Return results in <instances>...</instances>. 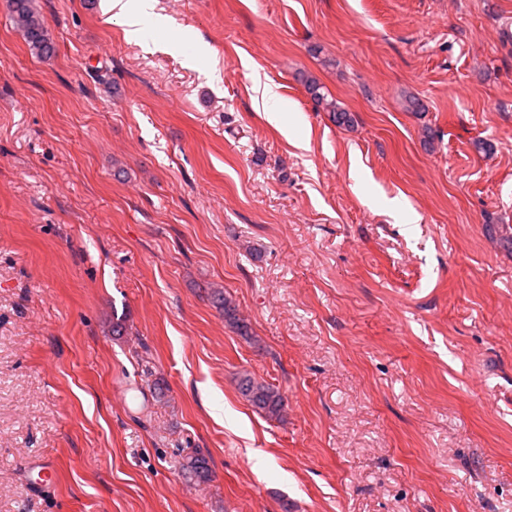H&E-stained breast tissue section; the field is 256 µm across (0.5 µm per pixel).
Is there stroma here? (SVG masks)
<instances>
[{
    "label": "stroma",
    "mask_w": 512,
    "mask_h": 512,
    "mask_svg": "<svg viewBox=\"0 0 512 512\" xmlns=\"http://www.w3.org/2000/svg\"><path fill=\"white\" fill-rule=\"evenodd\" d=\"M31 6L51 58L0 0V512H512V0H154L138 43ZM303 80L308 93L318 107H322L323 111L329 112V117L338 127H350L354 124V116L351 112L342 108L335 99L328 98L329 94L325 92L324 86L312 76H303ZM210 299L215 307L224 312V319L237 330L240 336L250 337L248 323L239 317L236 305L229 299L221 288H213ZM237 386L241 396L257 411L268 418L282 416L286 400L278 388L248 374L239 377ZM182 472L186 479L194 482L209 480L211 475L207 458L198 452L186 457L182 464Z\"/></svg>",
    "instance_id": "stroma-1"
}]
</instances>
